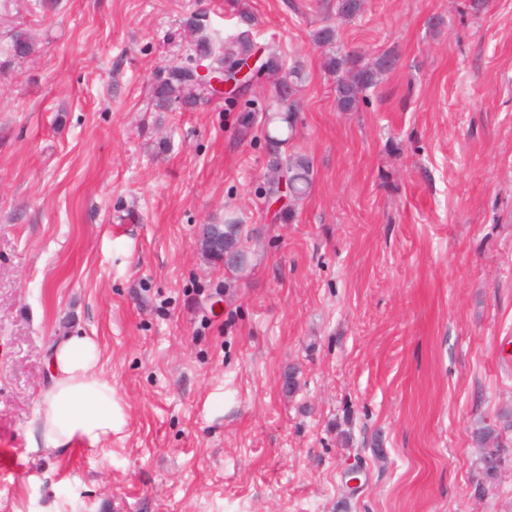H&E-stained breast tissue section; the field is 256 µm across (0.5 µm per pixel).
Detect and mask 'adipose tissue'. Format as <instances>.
Wrapping results in <instances>:
<instances>
[{"label": "adipose tissue", "instance_id": "1", "mask_svg": "<svg viewBox=\"0 0 512 512\" xmlns=\"http://www.w3.org/2000/svg\"><path fill=\"white\" fill-rule=\"evenodd\" d=\"M100 350L90 336L68 334L52 344L50 382L38 409L31 440L43 455L62 454L74 445L92 449L111 440L112 384L97 370Z\"/></svg>", "mask_w": 512, "mask_h": 512}]
</instances>
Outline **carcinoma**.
Listing matches in <instances>:
<instances>
[{
    "mask_svg": "<svg viewBox=\"0 0 512 512\" xmlns=\"http://www.w3.org/2000/svg\"><path fill=\"white\" fill-rule=\"evenodd\" d=\"M186 26L194 34V39L184 45L177 56L167 60L166 68L171 76L168 80L157 84L152 91L155 108L167 110L174 104L182 106L196 105L195 96L191 93L189 79L192 61L196 58L211 60V68L223 70L224 66L246 60L255 50L249 31L240 32L233 38L221 41L207 36L198 35L201 29L198 23V13L194 12L186 20ZM11 59L23 60L35 53V43L23 30H15L9 35V40L0 43V54ZM267 57L273 62V73L278 79V99L276 108L265 113L263 130L266 140L271 145V169L277 178L270 181L268 192L271 197L280 195L282 179H288V196L300 200L307 196L313 185V167L305 156H282L280 148L287 144L290 132L293 131L295 112L292 98L295 95L298 82L301 80V69L288 66L281 50L276 47L267 49ZM395 63L392 54L386 53L379 57L374 65H363L358 56L350 53L334 54L328 59V68L336 75V104L347 112L354 109L361 95L374 87L379 76L390 69ZM218 244L217 251L209 255L213 261L224 258V253H233L240 257V263L235 268L242 270L246 265V249L243 225L229 216L224 223L215 225ZM512 429V419H504L502 426H481L473 431L477 439L496 448L504 447L501 432Z\"/></svg>",
    "mask_w": 512,
    "mask_h": 512,
    "instance_id": "1",
    "label": "carcinoma"
}]
</instances>
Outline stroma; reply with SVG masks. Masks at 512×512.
I'll return each mask as SVG.
<instances>
[{
    "label": "stroma",
    "mask_w": 512,
    "mask_h": 512,
    "mask_svg": "<svg viewBox=\"0 0 512 512\" xmlns=\"http://www.w3.org/2000/svg\"><path fill=\"white\" fill-rule=\"evenodd\" d=\"M204 0L298 64L314 187L276 219L262 113L158 111L191 0H0V512H512V453L484 494L472 431L512 411V0ZM253 16L244 25L241 10ZM396 57L336 107L314 32ZM234 210L240 275L196 250ZM100 347L106 449L34 451L49 346ZM294 388H287V379ZM36 52L35 43L23 30H15L9 35V40L2 44L0 41V54L15 60L31 57Z\"/></svg>",
    "instance_id": "35a3bbf8"
}]
</instances>
